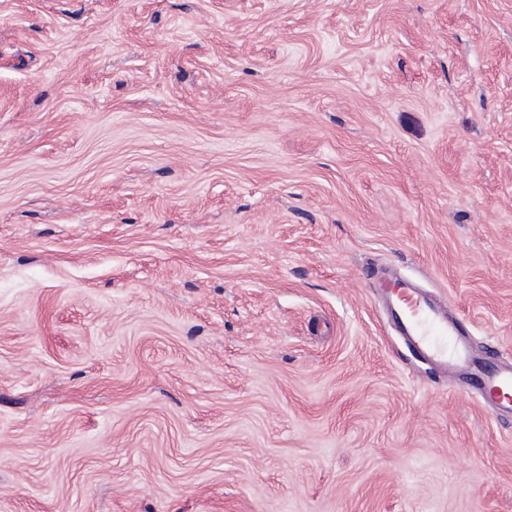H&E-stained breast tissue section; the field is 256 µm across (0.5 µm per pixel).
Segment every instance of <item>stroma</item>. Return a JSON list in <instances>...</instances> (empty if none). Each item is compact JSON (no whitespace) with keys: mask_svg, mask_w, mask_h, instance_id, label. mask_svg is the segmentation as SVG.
Returning <instances> with one entry per match:
<instances>
[{"mask_svg":"<svg viewBox=\"0 0 512 512\" xmlns=\"http://www.w3.org/2000/svg\"><path fill=\"white\" fill-rule=\"evenodd\" d=\"M512 0H0V512H512ZM397 333L418 356L442 373L464 370L469 389L491 411L512 414V360L476 357L459 324L446 309L401 281H383Z\"/></svg>","mask_w":512,"mask_h":512,"instance_id":"obj_1","label":"stroma"}]
</instances>
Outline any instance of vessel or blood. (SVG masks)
I'll return each mask as SVG.
<instances>
[{
  "label": "vessel or blood",
  "instance_id": "obj_1",
  "mask_svg": "<svg viewBox=\"0 0 512 512\" xmlns=\"http://www.w3.org/2000/svg\"><path fill=\"white\" fill-rule=\"evenodd\" d=\"M390 317L399 336L416 355L443 374L464 371L469 389L485 408L512 414V360L475 356L468 338L445 308L400 281H383Z\"/></svg>",
  "mask_w": 512,
  "mask_h": 512
}]
</instances>
